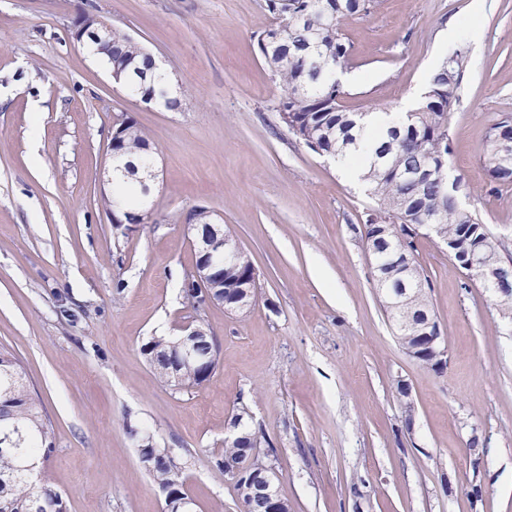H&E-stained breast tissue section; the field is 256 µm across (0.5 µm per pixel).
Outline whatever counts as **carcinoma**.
Wrapping results in <instances>:
<instances>
[{"label":"carcinoma","mask_w":512,"mask_h":512,"mask_svg":"<svg viewBox=\"0 0 512 512\" xmlns=\"http://www.w3.org/2000/svg\"><path fill=\"white\" fill-rule=\"evenodd\" d=\"M378 0H267V8L278 23L258 42L259 50L280 88L277 112L280 122L309 150L326 156L357 151L364 127L359 115L339 104L342 88L335 74L349 63L350 46L342 33L344 20L370 14ZM112 69L122 72L123 82L131 94L156 97L167 108H181L189 99L186 90L171 96L166 84L147 89L145 69L140 60H150L148 51L120 30L112 31ZM467 59L454 52L444 60L432 77L429 91L435 97L423 101L402 122L378 128L367 134L372 151L357 155L355 163L367 164L363 178L369 184L375 207L362 224V239L367 252L378 251L375 276L381 282L386 311L404 348L415 358L432 367L443 364L423 337L422 325L431 315L425 292L426 277L413 256V239L422 225L433 226L439 239H454L499 258L502 291L496 305L503 315L512 317V257L505 258V246L482 224L476 212L449 200L452 185L469 195L461 179L435 174L416 183L403 177L427 162L435 169L449 167V115ZM148 147L147 134L129 122L119 142L121 156ZM483 163L496 180L512 182V128L499 121L491 127L483 153ZM143 186L129 174L112 183V196L102 197L110 209L124 206L121 219L141 222L137 206ZM227 256L215 272L224 276V288L211 289V301L240 310L248 302L239 300V286L258 275L248 255L238 246L231 230L223 228ZM193 355L179 357L178 341L157 337L146 345L144 355L159 381L179 389L190 390L203 384L216 365L213 339L204 333L188 340ZM240 441L224 444V454L214 461L219 474L224 463L245 459L252 473L268 466V455L260 449L264 435L243 428ZM55 450L50 420L43 414L39 401L30 391L23 366L9 350L0 349V512H66L61 492L52 482L44 461ZM141 462L156 485L166 493L171 512L188 499L182 492L183 471L169 449L147 443L140 449ZM240 512H291L288 499L273 505L261 504L242 492L244 484H234Z\"/></svg>","instance_id":"obj_1"}]
</instances>
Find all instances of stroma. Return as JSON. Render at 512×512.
Listing matches in <instances>:
<instances>
[{
    "instance_id": "35a3bbf8",
    "label": "stroma",
    "mask_w": 512,
    "mask_h": 512,
    "mask_svg": "<svg viewBox=\"0 0 512 512\" xmlns=\"http://www.w3.org/2000/svg\"><path fill=\"white\" fill-rule=\"evenodd\" d=\"M90 10L167 64L187 89L169 111L122 91L71 37ZM469 59L450 122L464 206L512 250V183L481 155L512 115V0H380L342 24L352 112L414 95L449 22ZM265 0H0V346L22 362L50 419L47 470L66 512H165L127 431L185 466L194 512H238L212 467L235 414L274 451L291 512H512V318L437 240L415 260L447 347L435 369L402 346L361 237L373 201L279 121L258 41ZM150 139L151 210L114 228L100 174L117 115ZM203 207L258 274L245 312L194 308ZM79 310L68 321L65 310ZM203 326L216 366L199 387L161 383L143 349Z\"/></svg>"
}]
</instances>
